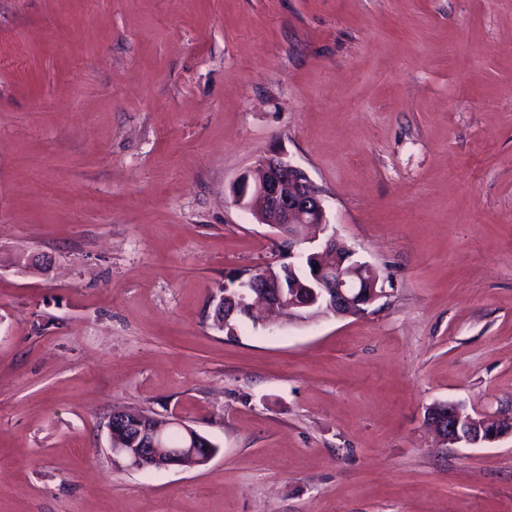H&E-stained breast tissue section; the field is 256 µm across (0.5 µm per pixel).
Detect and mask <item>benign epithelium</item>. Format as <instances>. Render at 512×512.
Instances as JSON below:
<instances>
[{
    "instance_id": "7a95c632",
    "label": "benign epithelium",
    "mask_w": 512,
    "mask_h": 512,
    "mask_svg": "<svg viewBox=\"0 0 512 512\" xmlns=\"http://www.w3.org/2000/svg\"><path fill=\"white\" fill-rule=\"evenodd\" d=\"M234 194L237 202L255 218L276 231L288 242V257L304 241L305 229L321 228L324 238L318 251L306 255L303 267L292 261L277 269L260 267L247 278L234 280V287L214 297V321L228 333H234L244 317L254 316L262 308L268 327L283 322H304L322 312L336 317L361 315L384 294L379 271L356 258V252L328 233L321 193L297 167L275 154L258 160L238 179ZM427 424L442 447L493 443L512 434V417L495 420L474 416L464 405L438 403L427 411ZM175 422L165 419L155 423L142 420L139 436L143 444L128 448L121 441L112 442V451L130 460L138 468L169 469L204 466L214 449L189 426L183 427L188 440L182 447L168 445L167 430Z\"/></svg>"
}]
</instances>
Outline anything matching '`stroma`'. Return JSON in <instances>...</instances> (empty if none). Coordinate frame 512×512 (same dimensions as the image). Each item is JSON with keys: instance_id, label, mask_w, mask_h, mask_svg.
Listing matches in <instances>:
<instances>
[{"instance_id": "stroma-1", "label": "stroma", "mask_w": 512, "mask_h": 512, "mask_svg": "<svg viewBox=\"0 0 512 512\" xmlns=\"http://www.w3.org/2000/svg\"><path fill=\"white\" fill-rule=\"evenodd\" d=\"M278 153L378 268L360 316L226 334ZM512 0H0V512H512ZM218 451L139 469L113 411ZM427 424L434 431L443 448L450 445L493 443L506 434H512V417L495 420L474 416L464 405L455 402L438 403L427 411Z\"/></svg>"}]
</instances>
